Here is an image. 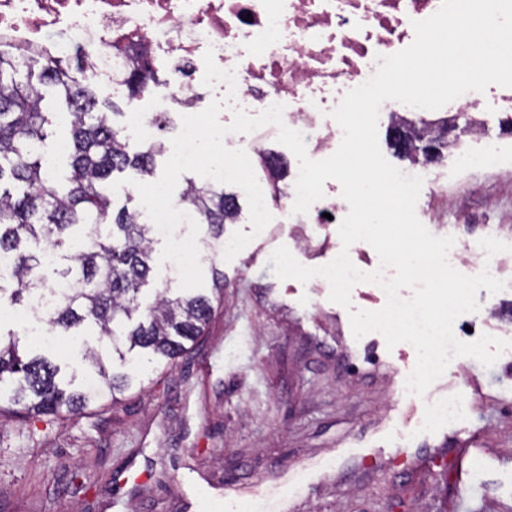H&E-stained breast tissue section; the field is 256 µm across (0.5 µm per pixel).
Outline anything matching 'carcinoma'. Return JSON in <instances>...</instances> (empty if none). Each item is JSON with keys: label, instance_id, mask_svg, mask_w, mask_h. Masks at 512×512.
Masks as SVG:
<instances>
[{"label": "carcinoma", "instance_id": "cac0c4a2", "mask_svg": "<svg viewBox=\"0 0 512 512\" xmlns=\"http://www.w3.org/2000/svg\"><path fill=\"white\" fill-rule=\"evenodd\" d=\"M157 73L144 64L123 80L128 95H140ZM52 87L67 105L68 184L59 187L45 168L41 148L47 139L49 114L42 109L43 88ZM116 105L99 101L93 83L69 59L35 56L0 49V256L9 258L13 288L0 286V305L23 307L35 290H52L66 283L48 318L52 334L78 337L91 324L110 342L112 368L103 356L86 348L84 359L112 390L131 387L123 371L126 356L146 350L174 361L203 335L213 311V300L224 295V274L213 270L212 295L158 293L156 302L140 309L139 294L148 284L153 244L152 225L127 206L114 208L107 184L115 173L128 169L149 177L156 158L169 152L159 138L130 151L125 129L114 120ZM412 141L435 144L443 154L456 139L441 138L448 119L436 122H395ZM178 204L195 209L199 223L215 241L224 237V225L235 222L239 197L219 182L187 179ZM86 240L89 245L78 248ZM56 253L50 278L41 268L40 244ZM60 365L20 349L13 331L0 334V416L28 419L75 414L90 407L88 396L64 385Z\"/></svg>", "mask_w": 512, "mask_h": 512}]
</instances>
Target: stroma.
<instances>
[{
  "label": "stroma",
  "mask_w": 512,
  "mask_h": 512,
  "mask_svg": "<svg viewBox=\"0 0 512 512\" xmlns=\"http://www.w3.org/2000/svg\"><path fill=\"white\" fill-rule=\"evenodd\" d=\"M464 217L422 190L416 213L437 236L512 243V180L443 160ZM275 237L253 236L224 274L209 328L174 363L134 359L120 398L85 347L60 338L48 358L77 373L89 413L34 421L0 416V512H208L260 504L281 512H512V346L491 368L458 359L431 394L465 392L450 423L414 428L427 399L402 394L416 352L354 339L325 282L281 280L269 257L287 246L304 265L334 252L302 248L274 213ZM477 334L512 343V280L479 290Z\"/></svg>",
  "instance_id": "35a3bbf8"
}]
</instances>
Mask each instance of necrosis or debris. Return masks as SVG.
<instances>
[{
  "label": "necrosis or debris",
  "instance_id": "4bbe7bcc",
  "mask_svg": "<svg viewBox=\"0 0 512 512\" xmlns=\"http://www.w3.org/2000/svg\"><path fill=\"white\" fill-rule=\"evenodd\" d=\"M442 0H0V44L57 58L82 49L85 73L121 84L137 61L165 77L142 95L156 114L200 111L203 55L234 70L235 107L258 115L284 106L292 129L318 135L311 153L331 156L342 140L329 112L376 71L377 56L415 37Z\"/></svg>",
  "mask_w": 512,
  "mask_h": 512
}]
</instances>
